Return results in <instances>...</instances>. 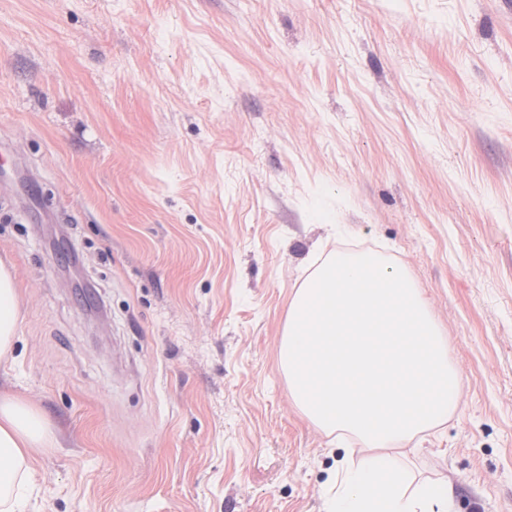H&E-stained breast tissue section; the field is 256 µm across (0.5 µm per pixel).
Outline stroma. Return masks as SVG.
<instances>
[{"label": "stroma", "mask_w": 512, "mask_h": 512, "mask_svg": "<svg viewBox=\"0 0 512 512\" xmlns=\"http://www.w3.org/2000/svg\"><path fill=\"white\" fill-rule=\"evenodd\" d=\"M0 390L58 445L24 512H327L278 348L311 263L403 265L458 407L393 462L512 512V0H0ZM14 268L9 260L0 259V358L9 357L15 345L21 295Z\"/></svg>", "instance_id": "stroma-1"}]
</instances>
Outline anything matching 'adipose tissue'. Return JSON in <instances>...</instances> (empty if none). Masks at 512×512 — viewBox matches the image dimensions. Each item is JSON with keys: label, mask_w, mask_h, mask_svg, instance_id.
Here are the masks:
<instances>
[{"label": "adipose tissue", "mask_w": 512, "mask_h": 512, "mask_svg": "<svg viewBox=\"0 0 512 512\" xmlns=\"http://www.w3.org/2000/svg\"><path fill=\"white\" fill-rule=\"evenodd\" d=\"M21 295L14 268L0 259V358L9 357L20 320ZM52 426L31 401L0 397V512H17L34 486L32 453L55 447Z\"/></svg>", "instance_id": "ef3b65f1"}]
</instances>
